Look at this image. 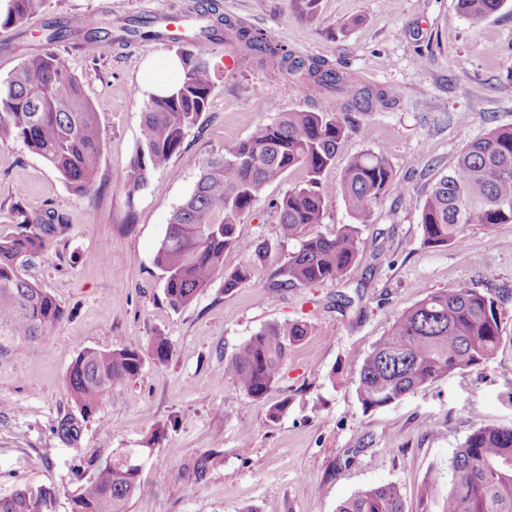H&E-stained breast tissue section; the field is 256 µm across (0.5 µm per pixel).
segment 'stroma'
Returning <instances> with one entry per match:
<instances>
[{"label":"stroma","mask_w":512,"mask_h":512,"mask_svg":"<svg viewBox=\"0 0 512 512\" xmlns=\"http://www.w3.org/2000/svg\"><path fill=\"white\" fill-rule=\"evenodd\" d=\"M207 0H45L25 26L0 28V78L43 50L45 21L181 14ZM224 16L263 30L296 55L324 57L359 84L384 90L391 104L349 115L346 137L326 182L349 161L384 151L406 194L387 193L360 227L361 254L343 282L291 288L267 297L261 281L225 291L223 274L175 309L154 263L173 212L192 191L202 160L247 137L280 113L323 106L295 82L272 78L234 46L206 45L216 72L207 112L167 167L128 194L130 160L149 101L145 74L166 80L172 51L159 41L105 47L91 57L56 45L99 115L103 151L97 190L72 193L22 142L0 145V234L18 227L12 212L63 214L45 257L29 274L61 305L62 320L40 339L0 338V496L20 486L54 492L53 512L95 476L108 449L143 447L157 426L166 434L145 461L127 512H335L358 491L397 484L406 512H432L419 490L448 481L449 461L472 428L512 427V224H469L467 248L424 245L420 214L434 176L463 145L512 126V7L475 21L457 0H319L302 15L296 0H218ZM304 178L290 171L268 185L239 224L240 247L282 241L269 207ZM469 283L497 302L502 343L485 365L435 380L389 406L366 411L357 398L362 357L394 319L432 292ZM350 296L344 307L342 296ZM306 321L311 333L292 348L267 398L245 395L224 370L235 350L265 327ZM165 338L171 357L145 362L139 375L106 394L92 416L70 400L66 376L85 348L135 338ZM287 401L279 417L271 406ZM78 421L76 439L58 433Z\"/></svg>","instance_id":"obj_1"}]
</instances>
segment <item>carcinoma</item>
Wrapping results in <instances>:
<instances>
[{
  "label": "carcinoma",
  "mask_w": 512,
  "mask_h": 512,
  "mask_svg": "<svg viewBox=\"0 0 512 512\" xmlns=\"http://www.w3.org/2000/svg\"><path fill=\"white\" fill-rule=\"evenodd\" d=\"M44 0H8L0 26H22L39 12ZM509 0H458L461 14L482 20ZM208 22L183 27L175 37L156 17L136 16L112 22L104 13L90 21L72 17L45 25L47 44L69 42L88 54L114 42L163 41L179 62L178 84L150 97L127 182L133 195L149 174L168 165L189 131L200 121L215 90V70L204 46L224 42L255 57L276 77H291L301 93L320 88L336 92L340 105L315 111L283 112L256 126L250 135L219 153L207 155L192 192L176 208L155 255L169 304L184 307L223 271L224 252L240 246L237 224L248 214L264 187L301 168L305 181L272 203L281 238L297 242L285 258L268 269L263 287L268 296L290 288L340 282L360 254L358 225L368 222L373 205L387 192L403 194L381 151L355 157L339 185L323 174L335 160L345 137V113L388 106L386 92L361 86L326 58L304 59L260 30L218 13L210 2L202 13ZM23 142L48 163L79 196L96 192L103 151L98 113L85 97L78 77L51 49L27 56L0 79V144ZM340 193L354 220L336 233H315L323 223L325 200ZM13 223L22 231L0 235V336L32 340L44 335L64 315L57 301L28 268L43 257L48 235L63 217L53 210L30 213L18 206ZM467 224H512V128H496L467 142L454 165L439 174L421 212L423 243L429 247H462ZM247 259L224 271V290L255 279L272 252L266 241L245 246ZM310 333L302 322L274 324L245 341L225 362V370L254 400L266 398L278 384L290 349ZM495 300L461 283L436 291L397 316L384 336L360 363L357 396L364 411L387 406L404 395L457 370L487 363L501 344ZM170 347L158 339L150 350L128 339L111 349L86 348L71 363L67 390L85 415L93 414L112 387L137 377L146 359L169 360ZM158 427L144 448L108 451L95 477L72 499V512H126L140 491L143 460L161 441ZM451 478L436 479L421 489L425 503L438 512H512V428L483 424L455 449ZM53 492L46 487H20L0 498V512H52ZM336 512H405L394 484L367 488L341 502Z\"/></svg>",
  "instance_id": "cac0c4a2"
}]
</instances>
